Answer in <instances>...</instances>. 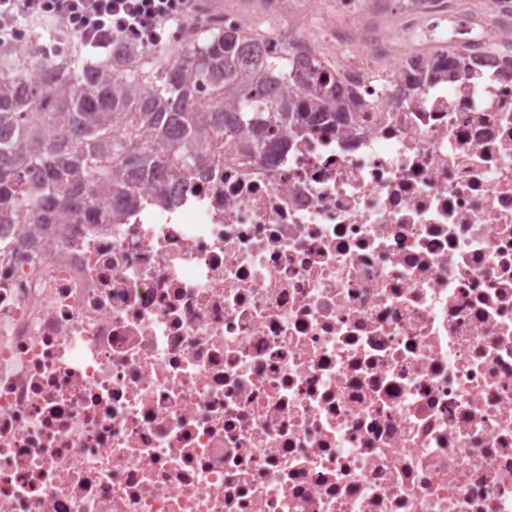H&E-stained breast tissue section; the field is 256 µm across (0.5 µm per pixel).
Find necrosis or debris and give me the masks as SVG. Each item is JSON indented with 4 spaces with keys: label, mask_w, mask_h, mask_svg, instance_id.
<instances>
[{
    "label": "necrosis or debris",
    "mask_w": 512,
    "mask_h": 512,
    "mask_svg": "<svg viewBox=\"0 0 512 512\" xmlns=\"http://www.w3.org/2000/svg\"><path fill=\"white\" fill-rule=\"evenodd\" d=\"M257 13L345 126L0 224V512H512V0ZM445 74V71L442 70L437 64H421L414 71V77L401 84L399 88V94L403 96L406 93H410L420 84L425 85L429 82H432L433 80H436L437 78L444 77Z\"/></svg>",
    "instance_id": "necrosis-or-debris-1"
}]
</instances>
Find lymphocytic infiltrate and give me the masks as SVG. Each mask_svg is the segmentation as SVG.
<instances>
[{
  "label": "lymphocytic infiltrate",
  "mask_w": 512,
  "mask_h": 512,
  "mask_svg": "<svg viewBox=\"0 0 512 512\" xmlns=\"http://www.w3.org/2000/svg\"><path fill=\"white\" fill-rule=\"evenodd\" d=\"M208 13L205 0H0V41L14 39L22 23L46 22L61 37L79 32L93 49L128 38L151 47Z\"/></svg>",
  "instance_id": "obj_1"
}]
</instances>
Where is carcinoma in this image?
<instances>
[{
  "mask_svg": "<svg viewBox=\"0 0 512 512\" xmlns=\"http://www.w3.org/2000/svg\"><path fill=\"white\" fill-rule=\"evenodd\" d=\"M256 36H209L178 50L135 42L129 55L121 44L96 62L56 60L41 79L32 76L38 56L0 45V224L18 214L66 224L90 188L116 196L120 212L133 209L146 174L157 175L159 199L170 173L205 174L212 140L232 136L267 160L287 146L283 133L343 120L352 100L316 60L265 57ZM463 71L422 64L399 94Z\"/></svg>",
  "mask_w": 512,
  "mask_h": 512,
  "instance_id": "obj_1",
  "label": "carcinoma"
}]
</instances>
